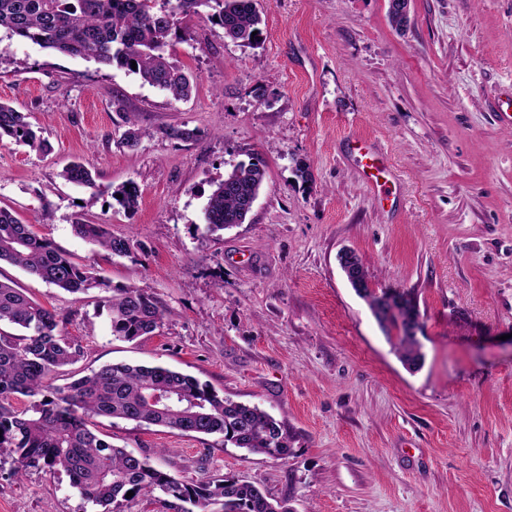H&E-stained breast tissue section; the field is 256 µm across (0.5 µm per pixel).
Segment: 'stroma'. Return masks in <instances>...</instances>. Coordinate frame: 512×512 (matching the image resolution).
Wrapping results in <instances>:
<instances>
[{
  "label": "stroma",
  "instance_id": "obj_1",
  "mask_svg": "<svg viewBox=\"0 0 512 512\" xmlns=\"http://www.w3.org/2000/svg\"><path fill=\"white\" fill-rule=\"evenodd\" d=\"M257 4L252 45L205 18L181 24L170 55L193 78L183 100L0 32V103L45 143L0 141V207L167 315L128 342L101 290L70 294L7 264L0 279L81 344L57 385L120 361L162 365L258 405L292 438L280 460L98 418L113 444L184 481L246 480L292 512H512V131L499 119L512 113V0H410L402 32L389 0ZM132 126L144 136L130 150L120 138ZM354 137L386 153L393 199L348 155ZM256 156L266 178L245 223L201 239L210 191ZM73 161L95 188L61 178ZM129 181L141 192L132 213L112 197ZM79 222L132 240L130 255L82 240ZM345 248L372 288L410 292L419 370L348 283ZM0 512L97 508L66 472L18 475L6 458Z\"/></svg>",
  "mask_w": 512,
  "mask_h": 512
}]
</instances>
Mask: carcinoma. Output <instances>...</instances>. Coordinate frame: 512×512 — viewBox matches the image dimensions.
I'll use <instances>...</instances> for the list:
<instances>
[{
  "label": "carcinoma",
  "instance_id": "cac0c4a2",
  "mask_svg": "<svg viewBox=\"0 0 512 512\" xmlns=\"http://www.w3.org/2000/svg\"><path fill=\"white\" fill-rule=\"evenodd\" d=\"M211 10L224 39L252 44L262 17L256 0H0V30L42 49L92 59L102 67L131 69L147 84L173 99L188 97L190 76L171 61L168 49L176 37L179 17ZM11 137L41 150L43 141L23 113L0 103V137ZM262 159L240 163L215 185L204 208L202 238L245 222L248 199L263 186ZM61 177L94 187L92 173L72 163ZM127 211L137 209L139 186L128 181L112 193ZM75 233L115 256L131 252L130 240L111 235L105 225L77 223ZM21 268L68 293L101 289L112 335L133 341L151 336L162 326L167 310L156 298L137 288L113 290L91 269L73 262L51 241L38 236L0 208V263ZM389 309L380 299L376 315L386 330L398 331L403 363L423 362L421 347L410 321L416 305L407 292ZM22 331H0V456L7 455L19 474L29 468L49 472L63 469L86 501L103 512H124L139 496L156 491L180 502L178 512H290L286 502L269 497L255 484L235 478H202L184 482L105 440L94 419L108 417L154 425L183 433L220 435L224 443L251 453L286 459L290 436L257 405L219 395L198 379L161 366L115 363L105 365L64 386L53 384L59 368L78 361L79 342L62 334V318L26 295L12 280H0V323ZM26 398L28 405L14 401ZM134 495L126 497L127 492Z\"/></svg>",
  "mask_w": 512,
  "mask_h": 512
}]
</instances>
